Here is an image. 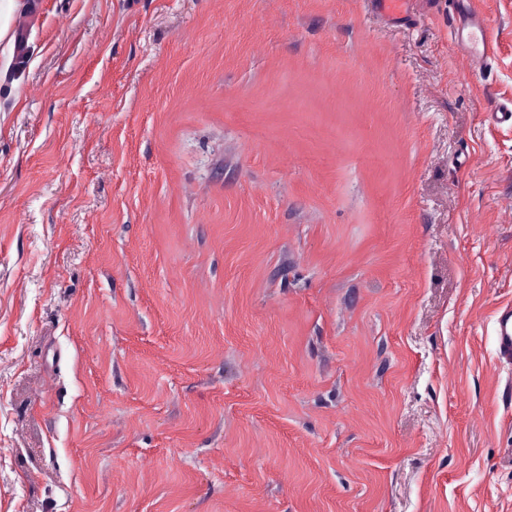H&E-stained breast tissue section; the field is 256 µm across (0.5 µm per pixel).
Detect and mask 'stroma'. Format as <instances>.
<instances>
[{"label": "stroma", "mask_w": 512, "mask_h": 512, "mask_svg": "<svg viewBox=\"0 0 512 512\" xmlns=\"http://www.w3.org/2000/svg\"><path fill=\"white\" fill-rule=\"evenodd\" d=\"M480 2L0 0V512H512Z\"/></svg>", "instance_id": "stroma-1"}]
</instances>
